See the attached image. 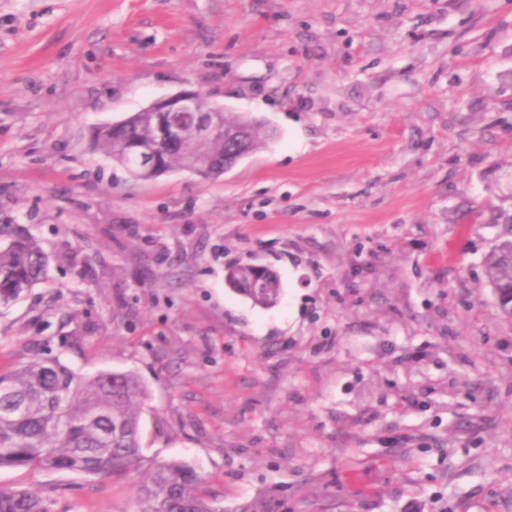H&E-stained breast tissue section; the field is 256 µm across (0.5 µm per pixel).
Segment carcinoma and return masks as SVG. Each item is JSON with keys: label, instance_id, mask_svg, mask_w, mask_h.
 I'll return each instance as SVG.
<instances>
[{"label": "carcinoma", "instance_id": "1", "mask_svg": "<svg viewBox=\"0 0 512 512\" xmlns=\"http://www.w3.org/2000/svg\"><path fill=\"white\" fill-rule=\"evenodd\" d=\"M224 126L247 130L252 152L274 133L258 120L224 116ZM162 139L160 115L137 112L100 128L94 147L147 180L182 170L218 174L224 159L235 156L233 138L184 142L159 154L153 172L138 173V153L155 150ZM48 256L36 239L18 228L0 225V306H8L44 277ZM492 288L512 283V240L496 245L486 260ZM226 279L254 303L277 302L281 285L270 270L250 264L228 267ZM148 392L133 372L83 375L58 360L33 358L0 375V468L68 471L88 476H120L140 471V417ZM204 477L191 464L168 460L153 464L138 486L141 512H224L203 491ZM0 512H46L33 492L0 488Z\"/></svg>", "mask_w": 512, "mask_h": 512}]
</instances>
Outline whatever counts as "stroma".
I'll use <instances>...</instances> for the list:
<instances>
[{
	"label": "stroma",
	"instance_id": "35a3bbf8",
	"mask_svg": "<svg viewBox=\"0 0 512 512\" xmlns=\"http://www.w3.org/2000/svg\"><path fill=\"white\" fill-rule=\"evenodd\" d=\"M188 89L276 139L216 177L91 150ZM1 224L49 264L0 374L136 373L145 465L224 512H512V0H0ZM139 480L0 469L48 512H137ZM486 271L497 303L495 289L512 283V240L494 247L486 260ZM226 279L258 305H273L280 295V282L269 269L260 271L251 264L232 265L226 271Z\"/></svg>",
	"mask_w": 512,
	"mask_h": 512
}]
</instances>
